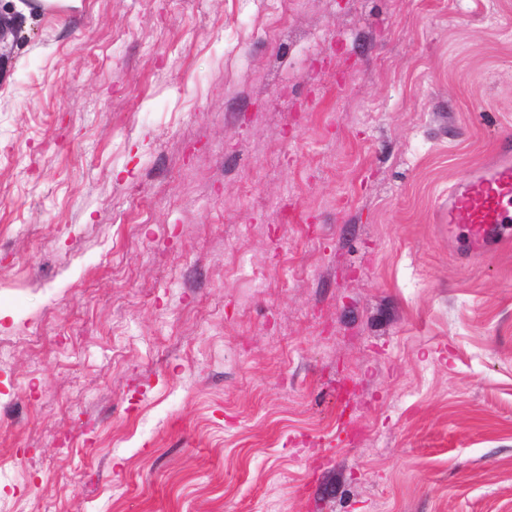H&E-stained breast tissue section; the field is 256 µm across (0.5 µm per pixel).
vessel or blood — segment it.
<instances>
[{"label":"vessel or blood","mask_w":512,"mask_h":512,"mask_svg":"<svg viewBox=\"0 0 512 512\" xmlns=\"http://www.w3.org/2000/svg\"><path fill=\"white\" fill-rule=\"evenodd\" d=\"M448 222L467 251H490L512 239V130L494 160L448 189Z\"/></svg>","instance_id":"b4317fda"}]
</instances>
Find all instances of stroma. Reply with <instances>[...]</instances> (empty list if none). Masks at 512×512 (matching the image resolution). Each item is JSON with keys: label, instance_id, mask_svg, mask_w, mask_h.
Returning a JSON list of instances; mask_svg holds the SVG:
<instances>
[{"label": "stroma", "instance_id": "1", "mask_svg": "<svg viewBox=\"0 0 512 512\" xmlns=\"http://www.w3.org/2000/svg\"><path fill=\"white\" fill-rule=\"evenodd\" d=\"M512 0H81L0 64V512H512ZM448 224L465 251H491L512 237V130L494 160L448 189Z\"/></svg>", "mask_w": 512, "mask_h": 512}]
</instances>
